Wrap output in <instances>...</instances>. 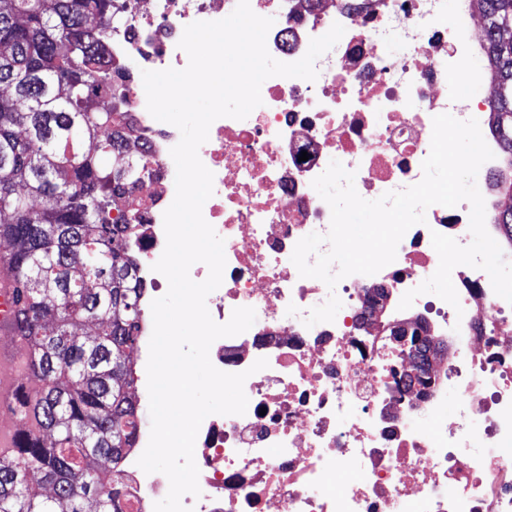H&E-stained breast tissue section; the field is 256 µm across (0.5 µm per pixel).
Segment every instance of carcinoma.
I'll use <instances>...</instances> for the list:
<instances>
[{
  "label": "carcinoma",
  "instance_id": "1",
  "mask_svg": "<svg viewBox=\"0 0 512 512\" xmlns=\"http://www.w3.org/2000/svg\"><path fill=\"white\" fill-rule=\"evenodd\" d=\"M477 9L489 124L512 169V0ZM123 25L118 0H0V240L37 382L22 391L17 451L0 455V512H119L145 289L130 248L139 215L124 201L150 164L128 150L129 75L104 58L105 31ZM498 193L512 243L511 176Z\"/></svg>",
  "mask_w": 512,
  "mask_h": 512
}]
</instances>
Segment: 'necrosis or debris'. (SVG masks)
<instances>
[{
    "label": "necrosis or debris",
    "instance_id": "necrosis-or-debris-1",
    "mask_svg": "<svg viewBox=\"0 0 512 512\" xmlns=\"http://www.w3.org/2000/svg\"><path fill=\"white\" fill-rule=\"evenodd\" d=\"M126 24L107 33L116 65L130 71L184 69L185 26L229 16L237 0H124ZM254 13L276 15L270 55L301 59L311 39L333 24L345 32L315 62V81L271 77L263 103L243 120L220 118L199 149L212 171L204 219L224 240L226 265L206 305L226 323L250 307L246 332L216 340L209 357L219 370L247 372L242 415L204 419L195 444L200 496L185 495L191 512H512V303L496 295L488 274L454 271L458 305L429 294L414 307L430 313L427 333L460 328L455 351L433 350L424 372L415 353L396 345L391 327L412 328L401 310L405 292L439 265L432 232L466 244L469 203L427 208L425 223L400 241L393 263L354 274L328 289L300 277L291 260L309 232L327 234L329 205L312 192L331 161L355 174L360 196L379 197L419 182L431 146L432 119L447 112L449 80L470 82L465 55L482 56L488 36L475 0H249ZM402 42L403 52L387 51ZM131 128L139 153L153 161L126 207L143 213L135 241L138 274L157 295L166 284L153 264L163 253V214L175 197L170 150L179 130L154 119L139 83H131ZM487 105L464 102L494 157L477 175L485 224L495 231V183L504 171L497 136L486 127ZM342 302L334 321L305 326L329 295ZM267 368L253 371L258 359ZM458 396L454 422L441 420L448 390ZM151 428L148 408L137 418L125 459L122 512H154L168 493L161 473L137 464Z\"/></svg>",
    "mask_w": 512,
    "mask_h": 512
}]
</instances>
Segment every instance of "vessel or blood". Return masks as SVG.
<instances>
[{"label": "vessel or blood", "instance_id": "vessel-or-blood-1", "mask_svg": "<svg viewBox=\"0 0 512 512\" xmlns=\"http://www.w3.org/2000/svg\"><path fill=\"white\" fill-rule=\"evenodd\" d=\"M8 255H0V334L11 335L17 323L15 281L8 270ZM28 373L24 344L0 354V452L17 446L16 424L20 417L18 392Z\"/></svg>", "mask_w": 512, "mask_h": 512}]
</instances>
